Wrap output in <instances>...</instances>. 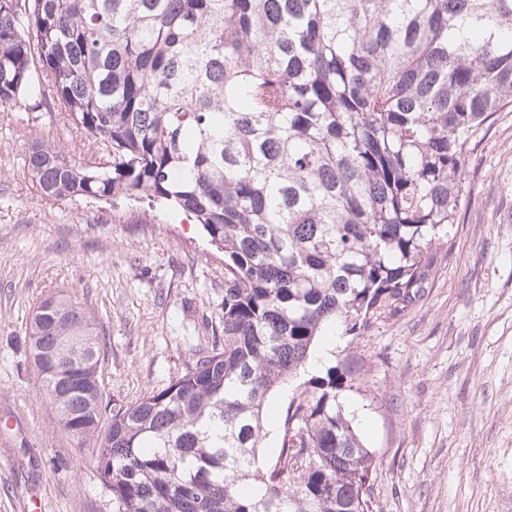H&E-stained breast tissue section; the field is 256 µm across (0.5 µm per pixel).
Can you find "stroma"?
<instances>
[{"mask_svg": "<svg viewBox=\"0 0 512 512\" xmlns=\"http://www.w3.org/2000/svg\"><path fill=\"white\" fill-rule=\"evenodd\" d=\"M53 143L87 164L103 145L50 93L0 110V512H118L95 448L63 430L27 351L48 294L95 316L105 393L129 405L181 377L222 329L224 255L182 213L126 198L48 200L25 166ZM472 197L424 294L339 336L325 366L376 454L374 512H512V112L471 157Z\"/></svg>", "mask_w": 512, "mask_h": 512, "instance_id": "1", "label": "stroma"}]
</instances>
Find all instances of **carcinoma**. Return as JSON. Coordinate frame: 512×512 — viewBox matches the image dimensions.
Listing matches in <instances>:
<instances>
[{"label": "carcinoma", "instance_id": "obj_1", "mask_svg": "<svg viewBox=\"0 0 512 512\" xmlns=\"http://www.w3.org/2000/svg\"><path fill=\"white\" fill-rule=\"evenodd\" d=\"M44 80L108 155L32 147L42 197L143 196L224 253L223 342L125 407L89 310H33L43 393L119 512H373L349 374L306 367L328 325L361 336L428 287L512 109V0H0V108Z\"/></svg>", "mask_w": 512, "mask_h": 512}]
</instances>
